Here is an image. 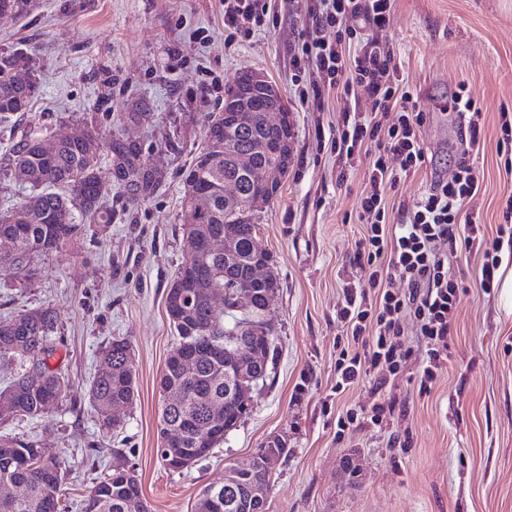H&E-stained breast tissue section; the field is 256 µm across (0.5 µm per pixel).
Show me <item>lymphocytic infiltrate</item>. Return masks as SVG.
I'll return each mask as SVG.
<instances>
[{
  "label": "lymphocytic infiltrate",
  "instance_id": "obj_1",
  "mask_svg": "<svg viewBox=\"0 0 512 512\" xmlns=\"http://www.w3.org/2000/svg\"><path fill=\"white\" fill-rule=\"evenodd\" d=\"M224 29L230 41L248 40L273 18L271 0H222ZM304 17L301 51L291 60L301 105L320 108L328 92L344 102L331 149L337 158L368 159L365 188L356 214L365 233L352 262L370 270L367 285L342 288L336 318L356 351L336 364V389L345 391L367 374L378 385L388 384L409 358L403 336V314H412L416 334L426 347L420 384L431 387L446 370L451 356L449 338L461 278L451 271L459 246L479 262L484 291L497 285L503 253L512 254V195L502 207L504 222L493 242L483 228L463 214L476 195L479 178L472 155L486 139L482 114L466 91L452 99L461 127L455 169L438 176L411 200L399 202L397 220H390L387 192L401 177L419 172L428 156L420 136L427 115L409 90L400 63L386 39L395 0H296ZM371 117H357L360 101Z\"/></svg>",
  "mask_w": 512,
  "mask_h": 512
}]
</instances>
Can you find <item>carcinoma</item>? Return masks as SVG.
I'll return each mask as SVG.
<instances>
[{
    "label": "carcinoma",
    "mask_w": 512,
    "mask_h": 512,
    "mask_svg": "<svg viewBox=\"0 0 512 512\" xmlns=\"http://www.w3.org/2000/svg\"><path fill=\"white\" fill-rule=\"evenodd\" d=\"M18 54L0 53V122L27 111L39 92L36 75L24 84L14 80ZM282 98L249 100L254 110L251 126L237 136L238 153L251 154L255 169L282 164L290 168L292 149L280 147L288 139L282 130L267 127L261 113L281 104ZM204 147L184 172V207L194 212L185 230V257L166 294V313L177 341L170 350L159 377L162 398L160 444L157 454L165 467L184 460L194 463L208 456L245 419L242 408L224 397V346L228 332L250 320L268 316L265 296L278 288L273 274L256 283L249 270L270 255L256 242L259 225L250 217L251 199L266 192L255 177L239 175L232 156L224 153V130L210 121ZM156 118L150 102L130 100L113 116L106 130L95 122L86 126L78 142H66L51 134L21 137L0 158V170L25 169L31 192L22 196L17 208L26 221H12L14 211L0 212V240L12 242L10 255L0 257V266L27 269L30 255L50 254L80 236L89 224H110L114 218L107 197L119 193L126 207H137L153 197L165 182L167 169L155 161L149 148L125 139L130 123L149 124ZM206 199L204 206L198 199ZM228 237L227 253L212 254L209 242ZM226 288L246 291L247 305L219 311L213 296ZM57 322L54 308L45 306L0 318V364L10 376L0 389V414L34 419L59 403L69 381L48 359L56 348L53 333ZM245 347L263 355H274L276 336L244 335ZM192 360L184 373L182 362ZM136 391V369L131 344L116 337L100 356V368L89 387L92 409L105 429H114L112 410L129 408ZM172 429L181 437L167 447ZM65 461L41 448L0 435V512H61ZM254 486L271 488V475L255 462L251 469L208 486L197 499L194 512H241L238 503ZM84 512H147L141 483L132 469L116 466L100 478L86 497Z\"/></svg>",
    "instance_id": "cac0c4a2"
}]
</instances>
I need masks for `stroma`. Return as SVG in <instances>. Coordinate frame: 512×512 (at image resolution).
<instances>
[{
	"instance_id": "obj_1",
	"label": "stroma",
	"mask_w": 512,
	"mask_h": 512,
	"mask_svg": "<svg viewBox=\"0 0 512 512\" xmlns=\"http://www.w3.org/2000/svg\"><path fill=\"white\" fill-rule=\"evenodd\" d=\"M275 7L274 26L231 50L218 0H31L26 15L0 17V53L23 50L40 84L20 126L0 123V154L22 126L53 134L83 130L90 118L109 126L112 110L139 94L151 98L157 118L135 136L153 144L173 138L181 147L163 155L167 179L149 201L128 212L110 193L113 224L33 255L31 274L0 270V316L55 308L50 363L70 382L59 408L39 419L0 418V434L66 462V512H81L94 482L116 465L136 470L149 512H193L228 463L277 438L285 451L272 464L267 512H512V260L487 294L476 258L459 252L453 269L464 289L447 371L420 392L424 348L412 315H404L410 357L390 391L407 399V415L381 428L338 426L347 410L380 396L372 374L336 391L338 343L346 338L336 320L341 285L365 275L350 259L364 232L356 200L368 159L355 160L337 182L330 141L339 114L301 106L291 58L303 21L292 0ZM387 37L428 114L429 163L401 179L392 202L451 174L459 126L448 101L466 88L487 132L473 159L479 191L466 211L494 239L500 201L512 193L497 153L499 112L512 109V0H396ZM245 71L264 72L278 86L295 130L291 167L257 234L278 281L277 352L251 393L250 415L210 456L172 472L156 454L158 382L174 343L165 297L191 222L181 203L183 173L206 142L205 113L224 107L223 94H202L199 84L212 73L228 86ZM117 336L133 346L137 393L123 428L112 431L99 426L87 391L98 353ZM348 457L357 474L343 470Z\"/></svg>"
}]
</instances>
